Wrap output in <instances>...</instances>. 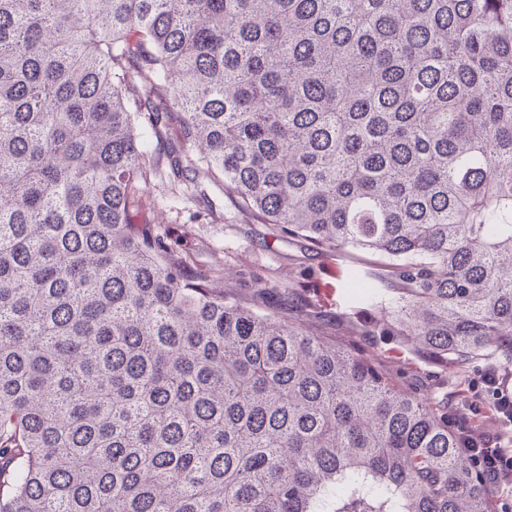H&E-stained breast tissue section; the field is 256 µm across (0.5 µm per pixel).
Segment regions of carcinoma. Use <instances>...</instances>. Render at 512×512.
Returning <instances> with one entry per match:
<instances>
[{
  "instance_id": "cac0c4a2",
  "label": "carcinoma",
  "mask_w": 512,
  "mask_h": 512,
  "mask_svg": "<svg viewBox=\"0 0 512 512\" xmlns=\"http://www.w3.org/2000/svg\"><path fill=\"white\" fill-rule=\"evenodd\" d=\"M166 168L509 368L512 0H0V512H493L448 404L134 221Z\"/></svg>"
}]
</instances>
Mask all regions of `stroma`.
Returning <instances> with one entry per match:
<instances>
[{
	"label": "stroma",
	"instance_id": "35a3bbf8",
	"mask_svg": "<svg viewBox=\"0 0 512 512\" xmlns=\"http://www.w3.org/2000/svg\"><path fill=\"white\" fill-rule=\"evenodd\" d=\"M136 220L156 225L163 243L184 258L189 270L220 264L223 273L217 287L244 294L259 281L293 284L303 302L322 311V325L337 342L358 346L399 385L419 384L428 395L447 397L449 408L467 404L472 384L480 383L492 368L486 361L460 371L445 368L392 337L356 335L358 324L380 318L381 309L354 299L347 271L355 266L374 273V257L359 251L318 250L306 241L273 235L262 220L240 212L221 185H206L201 192L185 187L173 198L164 180H153L142 195Z\"/></svg>",
	"mask_w": 512,
	"mask_h": 512
}]
</instances>
